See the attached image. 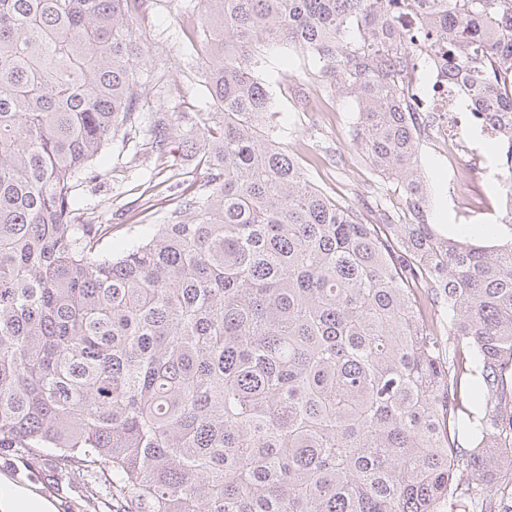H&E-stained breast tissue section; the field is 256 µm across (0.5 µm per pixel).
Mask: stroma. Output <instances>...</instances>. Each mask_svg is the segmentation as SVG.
<instances>
[{
	"label": "stroma",
	"mask_w": 512,
	"mask_h": 512,
	"mask_svg": "<svg viewBox=\"0 0 512 512\" xmlns=\"http://www.w3.org/2000/svg\"><path fill=\"white\" fill-rule=\"evenodd\" d=\"M196 2L138 0L131 15L146 50L138 68L144 128L136 139L114 138L96 161L98 177L81 180L76 191L81 208L95 210L100 223L111 225L105 247L116 254L149 235L171 208L175 192L189 190L203 175L181 140L173 141L166 159H158L145 128L156 111L209 109L201 71L185 48L198 26ZM262 78L272 94L283 141L316 186L344 198L366 218L379 200L401 207L403 191L397 181L376 172L357 149L356 103L337 92L330 76L303 61L294 48L282 47L268 53ZM417 164L427 181L428 222L437 233L487 246L512 238V228L502 224L496 211L497 184H480L482 206L477 209L450 193L448 154L428 138L419 141ZM0 477L34 489L54 502L56 512H85L80 486L57 485L47 465L30 469L13 453L0 450Z\"/></svg>",
	"instance_id": "1"
}]
</instances>
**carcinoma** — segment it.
Returning <instances> with one entry per match:
<instances>
[{"label": "carcinoma", "instance_id": "carcinoma-1", "mask_svg": "<svg viewBox=\"0 0 512 512\" xmlns=\"http://www.w3.org/2000/svg\"><path fill=\"white\" fill-rule=\"evenodd\" d=\"M131 2L0 0V449L117 512H501L512 241L425 223L402 72L425 42L448 58L512 192V0H199L186 50L213 111L158 112L150 132L163 159L191 127L204 180L114 255L75 191L139 129ZM403 12L416 34L392 30ZM284 45L355 99L354 141L404 212L361 220L280 141L260 72Z\"/></svg>", "mask_w": 512, "mask_h": 512}]
</instances>
